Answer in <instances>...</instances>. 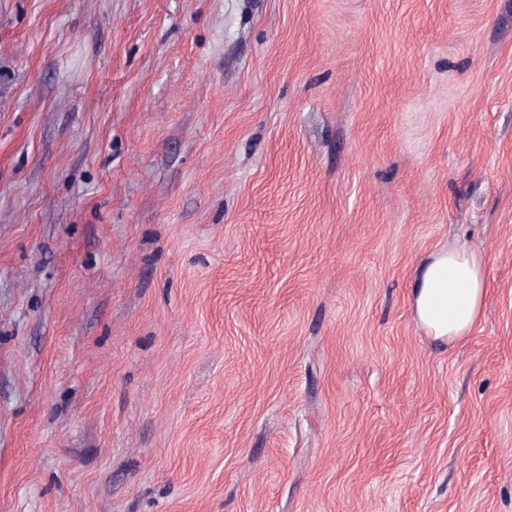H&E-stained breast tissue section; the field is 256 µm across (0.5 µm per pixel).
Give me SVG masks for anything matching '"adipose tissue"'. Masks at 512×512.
<instances>
[{
    "instance_id": "1",
    "label": "adipose tissue",
    "mask_w": 512,
    "mask_h": 512,
    "mask_svg": "<svg viewBox=\"0 0 512 512\" xmlns=\"http://www.w3.org/2000/svg\"><path fill=\"white\" fill-rule=\"evenodd\" d=\"M487 295L482 254L453 244L434 251L416 270L412 298L418 323L437 340L470 335Z\"/></svg>"
}]
</instances>
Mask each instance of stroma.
Returning a JSON list of instances; mask_svg holds the SVG:
<instances>
[{"label": "stroma", "instance_id": "35a3bbf8", "mask_svg": "<svg viewBox=\"0 0 512 512\" xmlns=\"http://www.w3.org/2000/svg\"><path fill=\"white\" fill-rule=\"evenodd\" d=\"M0 512H512V0H0ZM487 295L482 254L465 244L434 251L416 270L412 298L418 323L436 340L470 335Z\"/></svg>", "mask_w": 512, "mask_h": 512}]
</instances>
